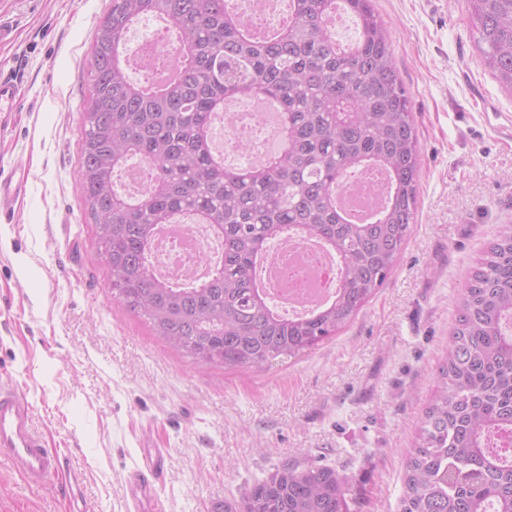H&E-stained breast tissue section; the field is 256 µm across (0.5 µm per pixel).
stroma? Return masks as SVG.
I'll list each match as a JSON object with an SVG mask.
<instances>
[{
  "instance_id": "35a3bbf8",
  "label": "stroma",
  "mask_w": 512,
  "mask_h": 512,
  "mask_svg": "<svg viewBox=\"0 0 512 512\" xmlns=\"http://www.w3.org/2000/svg\"><path fill=\"white\" fill-rule=\"evenodd\" d=\"M393 37L420 148L416 221L336 335L263 368L181 356L113 297L78 182L92 45L112 0H0V169L29 173L0 222V382L19 385L62 469L28 487L0 461V512H124L159 448L160 512H216L283 463L328 467L350 512H399L465 280L512 224V94L483 64L467 0H371Z\"/></svg>"
}]
</instances>
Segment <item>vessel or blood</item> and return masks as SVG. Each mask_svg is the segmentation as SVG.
I'll return each instance as SVG.
<instances>
[{"instance_id": "vessel-or-blood-1", "label": "vessel or blood", "mask_w": 512, "mask_h": 512, "mask_svg": "<svg viewBox=\"0 0 512 512\" xmlns=\"http://www.w3.org/2000/svg\"><path fill=\"white\" fill-rule=\"evenodd\" d=\"M28 175L16 169L0 172V218H13L17 204L26 194ZM0 460L26 484L40 486L61 470L60 456L49 448L36 422L35 409L26 395L0 385ZM163 476L162 452L147 454L127 483L129 512H144L156 483Z\"/></svg>"}]
</instances>
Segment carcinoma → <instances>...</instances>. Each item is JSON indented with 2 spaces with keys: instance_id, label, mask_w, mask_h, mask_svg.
<instances>
[{
  "instance_id": "1",
  "label": "carcinoma",
  "mask_w": 512,
  "mask_h": 512,
  "mask_svg": "<svg viewBox=\"0 0 512 512\" xmlns=\"http://www.w3.org/2000/svg\"><path fill=\"white\" fill-rule=\"evenodd\" d=\"M485 63L512 92V0H468ZM342 7L360 38L345 47L329 18ZM147 16L174 23L177 77L126 75L127 33ZM92 95L83 116L81 193L115 299L171 349L205 364L261 367L336 334L392 271L418 205L419 148L392 37L371 0H290L278 26L247 25L227 0H112L97 28ZM277 105L280 148L227 168L212 123L226 102ZM145 163L144 197L115 188L131 159ZM385 173L377 221L349 222L333 195L347 174ZM207 224L223 258L204 280L158 278L151 261L168 224ZM335 250L333 301L305 316L280 312L256 281L259 252L288 232ZM440 386L410 453L401 512H512V225L466 279ZM327 467L284 464L224 512H347Z\"/></svg>"
}]
</instances>
